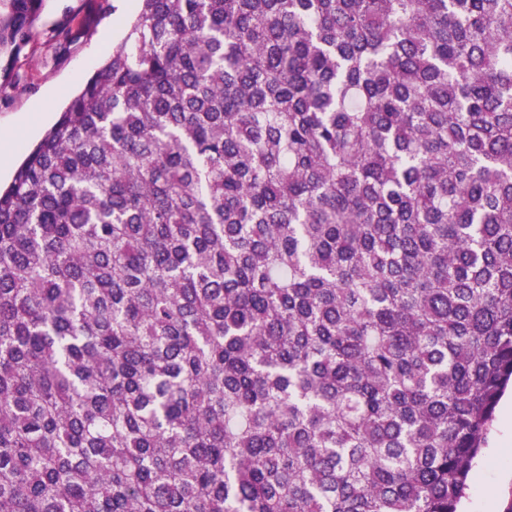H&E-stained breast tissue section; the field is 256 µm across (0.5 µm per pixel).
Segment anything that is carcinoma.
Masks as SVG:
<instances>
[{
    "instance_id": "cac0c4a2",
    "label": "carcinoma",
    "mask_w": 512,
    "mask_h": 512,
    "mask_svg": "<svg viewBox=\"0 0 512 512\" xmlns=\"http://www.w3.org/2000/svg\"><path fill=\"white\" fill-rule=\"evenodd\" d=\"M511 380L512 0H138L0 188V512H458Z\"/></svg>"
}]
</instances>
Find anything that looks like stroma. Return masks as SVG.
Returning <instances> with one entry per match:
<instances>
[{"mask_svg": "<svg viewBox=\"0 0 512 512\" xmlns=\"http://www.w3.org/2000/svg\"><path fill=\"white\" fill-rule=\"evenodd\" d=\"M137 0H43L27 45L0 56V183L58 118L88 77L125 36ZM79 27L62 42L57 29ZM461 512H512V416L497 413L488 446L471 472Z\"/></svg>", "mask_w": 512, "mask_h": 512, "instance_id": "35a3bbf8", "label": "stroma"}]
</instances>
